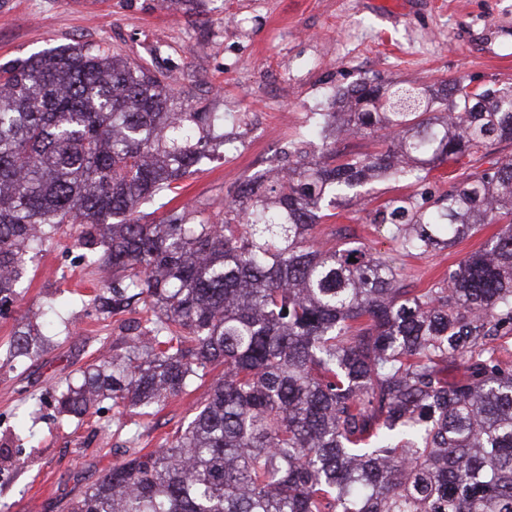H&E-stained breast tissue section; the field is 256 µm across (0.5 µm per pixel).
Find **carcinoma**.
Returning a JSON list of instances; mask_svg holds the SVG:
<instances>
[{
  "mask_svg": "<svg viewBox=\"0 0 512 512\" xmlns=\"http://www.w3.org/2000/svg\"><path fill=\"white\" fill-rule=\"evenodd\" d=\"M293 143L282 176L261 172L224 202V223L137 207L200 170L224 142V113L187 104L172 76L100 45L0 63V311L30 259L72 238L107 275L112 303L145 316L124 346L65 380L57 403L100 397L143 411L215 365L188 427L125 456L64 512H512V157L451 184L436 206L389 201L402 256L500 229L424 292L358 241L314 234L320 212L370 181L423 179L512 140V87L361 82ZM381 150L336 153L342 133ZM46 335L20 327L12 356Z\"/></svg>",
  "mask_w": 512,
  "mask_h": 512,
  "instance_id": "1",
  "label": "carcinoma"
}]
</instances>
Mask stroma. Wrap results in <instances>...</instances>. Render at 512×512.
I'll list each match as a JSON object with an SVG mask.
<instances>
[{
  "label": "stroma",
  "mask_w": 512,
  "mask_h": 512,
  "mask_svg": "<svg viewBox=\"0 0 512 512\" xmlns=\"http://www.w3.org/2000/svg\"><path fill=\"white\" fill-rule=\"evenodd\" d=\"M78 43L147 59L188 91L193 107L223 113L225 146L172 201L216 223L225 197L280 164L289 142L313 130V113L329 111L334 94L356 83L461 77L476 89L512 86V0H202L191 12L165 0H0V63ZM463 174L447 163L422 181L371 182L360 198L327 209L318 237L349 234L394 260L412 287H432L496 225L452 248L403 257L387 225L371 217L392 198H437ZM82 253L70 239L46 246L14 312L0 317V512H63L121 458L130 429L140 447L160 448L208 396L205 381L151 414H121L108 400L79 419L57 412L60 381L122 345L142 316L135 305L91 307L101 274ZM54 293L65 301L44 319L50 345L37 358L10 359L21 319ZM38 399L41 411L31 414Z\"/></svg>",
  "instance_id": "1"
}]
</instances>
